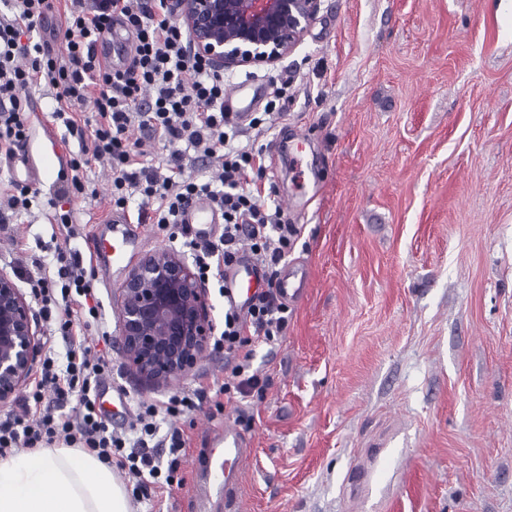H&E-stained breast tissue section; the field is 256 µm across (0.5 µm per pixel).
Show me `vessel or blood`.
<instances>
[{"mask_svg":"<svg viewBox=\"0 0 512 512\" xmlns=\"http://www.w3.org/2000/svg\"><path fill=\"white\" fill-rule=\"evenodd\" d=\"M226 111L232 112L237 121H245L252 108L244 88L230 86L224 96ZM41 145L39 148H19L14 162L22 169L27 183L40 185L63 172L67 163L66 152L61 146L52 124L40 123ZM185 220L193 236L209 237L219 228V215L212 203L204 197L193 198L186 207ZM143 225H135L132 233L113 241L110 245H99L93 254L99 277L107 283H115L123 262L144 241ZM309 286L307 272H290L280 277L276 292L280 299L296 302L303 298ZM264 287L261 270L253 261L224 272V292L228 298L248 305L250 300ZM209 439L219 450L205 470L196 472L193 489L198 512H209L218 497L231 496L240 478V464L252 448L251 438L245 435L232 421L212 430Z\"/></svg>","mask_w":512,"mask_h":512,"instance_id":"obj_1","label":"vessel or blood"}]
</instances>
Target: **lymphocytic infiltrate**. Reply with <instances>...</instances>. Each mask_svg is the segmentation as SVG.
Listing matches in <instances>:
<instances>
[{"mask_svg":"<svg viewBox=\"0 0 512 512\" xmlns=\"http://www.w3.org/2000/svg\"><path fill=\"white\" fill-rule=\"evenodd\" d=\"M6 6L7 14H0V153L11 154L28 136L21 90L52 87L57 102L53 118L67 129L77 127L81 113L95 115L91 145L70 160L58 200L81 192L91 163L105 160L112 168L113 207L125 208L130 197H139L138 221H152L170 240L180 241L201 278L222 276L236 262L241 245H248L267 289L247 311L224 306V328L214 345L235 363L217 392L245 398L264 391L266 382L253 371L252 356L258 344L274 343L286 333L288 307L273 289L301 229L285 221L281 208L269 205L263 194L259 180L266 171L265 151L253 142H239L238 125L224 110L223 73L190 52L171 0H70L63 10L58 54L34 39L48 15L58 10L55 0H6ZM117 19L135 34V55L123 70L104 65L96 51ZM134 127L173 145L167 176H158L139 143L131 141ZM190 154L217 159V173L206 179L186 175L183 160ZM198 196L209 198L224 215L222 232L210 240L191 238L181 222L186 203ZM28 285L51 332L68 347L61 363L54 351H46L22 414L0 419V457L61 441L114 464L137 489L159 478L173 484L181 465L178 455L186 446L183 430L173 421L196 410L194 395L140 401L128 431L112 430L98 406L107 363L92 355L81 334L79 311L98 314L82 255L59 250L54 269L38 270ZM70 399L76 402L74 413L59 412L58 404ZM165 420L172 423L166 433L160 430ZM152 443L168 448L167 466L148 453Z\"/></svg>","mask_w":512,"mask_h":512,"instance_id":"1","label":"lymphocytic infiltrate"}]
</instances>
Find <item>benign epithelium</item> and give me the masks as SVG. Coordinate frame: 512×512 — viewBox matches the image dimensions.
I'll return each mask as SVG.
<instances>
[{
  "instance_id": "7a95c632",
  "label": "benign epithelium",
  "mask_w": 512,
  "mask_h": 512,
  "mask_svg": "<svg viewBox=\"0 0 512 512\" xmlns=\"http://www.w3.org/2000/svg\"><path fill=\"white\" fill-rule=\"evenodd\" d=\"M321 0H173L192 53L218 71L275 66L292 54ZM127 365L156 387L189 375L209 349L214 323L202 280L177 253L142 256L116 289ZM39 350L35 317L15 281L0 273V403L30 379Z\"/></svg>"
}]
</instances>
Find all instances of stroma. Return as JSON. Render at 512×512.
Returning a JSON list of instances; mask_svg holds the SVG:
<instances>
[{"instance_id": "35a3bbf8", "label": "stroma", "mask_w": 512, "mask_h": 512, "mask_svg": "<svg viewBox=\"0 0 512 512\" xmlns=\"http://www.w3.org/2000/svg\"><path fill=\"white\" fill-rule=\"evenodd\" d=\"M224 83L283 91L243 135L272 153L263 183L302 227L286 266L311 285L282 342L253 354L263 395L218 409L231 359L209 350L152 386L124 359L114 287L87 267L100 318L86 343L128 404L206 390L178 422L184 485L134 512H195L193 470L216 454L205 431L242 414L254 451L234 512H512V0H322L293 54ZM111 188L94 164L70 201L82 256ZM55 212L44 187L0 229L19 288L56 263Z\"/></svg>"}]
</instances>
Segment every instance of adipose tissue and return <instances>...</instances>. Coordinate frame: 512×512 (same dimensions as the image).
<instances>
[{"label": "adipose tissue", "mask_w": 512, "mask_h": 512, "mask_svg": "<svg viewBox=\"0 0 512 512\" xmlns=\"http://www.w3.org/2000/svg\"><path fill=\"white\" fill-rule=\"evenodd\" d=\"M0 512H132V505L95 454L40 448L0 461Z\"/></svg>", "instance_id": "ef3b65f1"}]
</instances>
